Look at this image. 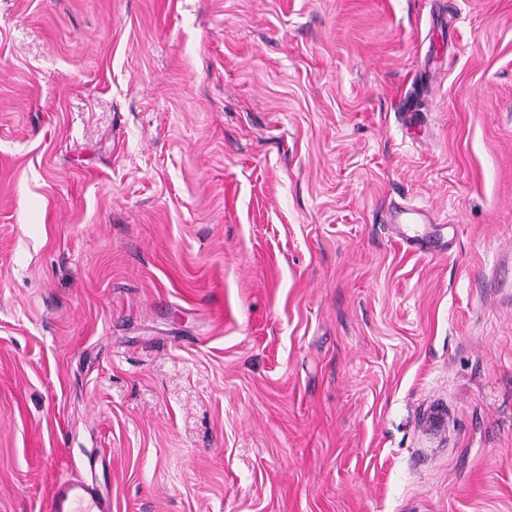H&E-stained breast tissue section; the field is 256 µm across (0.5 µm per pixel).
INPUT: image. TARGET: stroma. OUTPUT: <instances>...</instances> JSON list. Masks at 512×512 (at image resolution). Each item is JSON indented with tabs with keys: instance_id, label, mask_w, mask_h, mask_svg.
Returning a JSON list of instances; mask_svg holds the SVG:
<instances>
[{
	"instance_id": "1",
	"label": "stroma",
	"mask_w": 512,
	"mask_h": 512,
	"mask_svg": "<svg viewBox=\"0 0 512 512\" xmlns=\"http://www.w3.org/2000/svg\"><path fill=\"white\" fill-rule=\"evenodd\" d=\"M71 475L512 512V0H0V512Z\"/></svg>"
}]
</instances>
